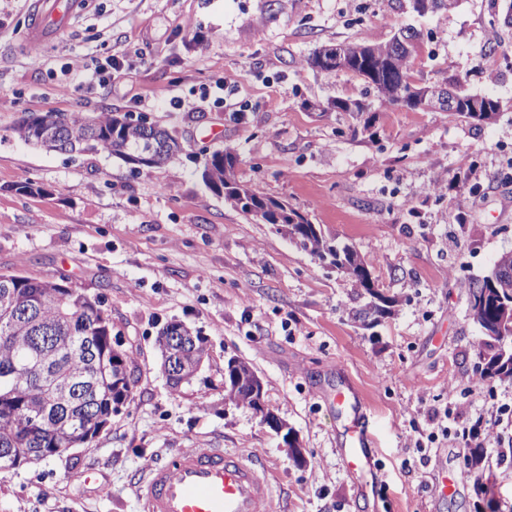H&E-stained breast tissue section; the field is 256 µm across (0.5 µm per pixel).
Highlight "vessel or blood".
<instances>
[{
  "instance_id": "b4317fda",
  "label": "vessel or blood",
  "mask_w": 512,
  "mask_h": 512,
  "mask_svg": "<svg viewBox=\"0 0 512 512\" xmlns=\"http://www.w3.org/2000/svg\"><path fill=\"white\" fill-rule=\"evenodd\" d=\"M82 0H32L34 40L48 36V21H69ZM363 418H356L341 453L351 474H359L373 450ZM143 512H271L273 492L261 461L221 448L174 453L151 467L139 485Z\"/></svg>"
}]
</instances>
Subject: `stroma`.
<instances>
[{"label":"stroma","mask_w":512,"mask_h":512,"mask_svg":"<svg viewBox=\"0 0 512 512\" xmlns=\"http://www.w3.org/2000/svg\"><path fill=\"white\" fill-rule=\"evenodd\" d=\"M507 0H459L420 17L411 0H88L30 55L28 0H0V273L66 280L100 297L130 357V402L67 453L0 472V512H142L135 482L187 448L259 457L279 512H512V460L488 444V495L440 494L463 464L449 427L512 406V381H476L479 326L466 286L512 250V109L480 126L445 112L382 104L358 77L306 60L318 47L420 35L417 82L466 79L512 102V26L490 25ZM498 43L488 58L490 43ZM120 73L99 83L112 58ZM357 99L370 133L336 111ZM242 105L235 115L232 104ZM129 112L183 145L164 164L105 152L27 146L32 115ZM232 148L237 175L288 203L366 259L395 298L375 327L354 319L366 299L275 225L229 206L202 180L207 153ZM475 162L464 173L463 156ZM38 186L23 195L22 181ZM171 322L202 336L201 371L171 389L156 338ZM248 361L264 400L296 431L305 461L252 409L224 399L229 358ZM353 387L386 479L352 476L339 452L346 419L323 401ZM94 471L98 484H83Z\"/></svg>","instance_id":"obj_1"}]
</instances>
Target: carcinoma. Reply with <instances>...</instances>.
<instances>
[{"label": "carcinoma", "instance_id": "cac0c4a2", "mask_svg": "<svg viewBox=\"0 0 512 512\" xmlns=\"http://www.w3.org/2000/svg\"><path fill=\"white\" fill-rule=\"evenodd\" d=\"M416 35L402 28L388 42H344L323 45L307 63L326 73L321 62L330 49L342 48L350 73L362 78L384 102L418 110L426 105L412 74L411 57L400 52L399 37ZM456 99L445 111L468 123L488 124L504 104L487 98L489 111H470L469 92L461 77L452 78ZM17 137L48 152H107L127 158L153 137L158 163L175 156L181 145L167 130L129 114L101 112L94 116L49 113L33 116L14 128ZM232 149L205 158L202 177L224 200L265 224H306L288 209L276 220L278 201L240 181ZM288 237L319 261L329 263L371 298L356 318L374 325L392 314L395 303L382 295L369 266L354 246L327 238L311 225ZM499 266L468 285V313L483 334L478 345L477 374L483 380H512V292L500 288ZM0 471L19 468L15 454L34 448L27 463L54 455L57 448H74L94 439L100 426L130 401L133 380L128 355L112 342V317L103 302L57 281L19 274H0ZM123 364L120 374L112 361ZM463 464L478 475L486 469V451L469 448Z\"/></svg>", "mask_w": 512, "mask_h": 512}]
</instances>
